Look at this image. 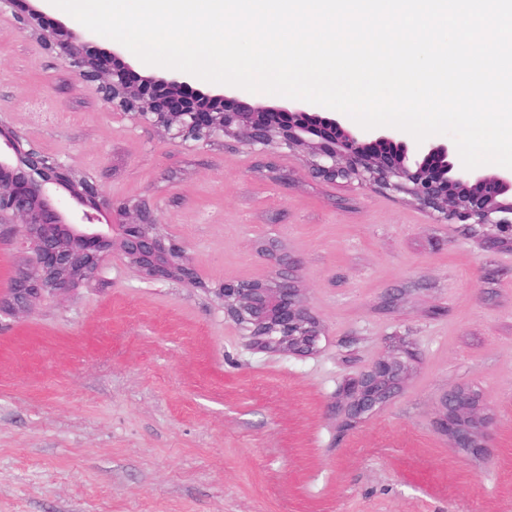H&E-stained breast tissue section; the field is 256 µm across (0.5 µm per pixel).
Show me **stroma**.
<instances>
[{
    "label": "stroma",
    "instance_id": "35a3bbf8",
    "mask_svg": "<svg viewBox=\"0 0 512 512\" xmlns=\"http://www.w3.org/2000/svg\"><path fill=\"white\" fill-rule=\"evenodd\" d=\"M0 124L151 208L202 287L116 256L66 296L0 315V512H512V251L416 206L310 176L302 156L171 140L107 108L0 14ZM299 266L316 354L253 349L213 294ZM31 253L0 224V289ZM404 387L349 430L342 383L399 347ZM478 395L489 453L434 424Z\"/></svg>",
    "mask_w": 512,
    "mask_h": 512
}]
</instances>
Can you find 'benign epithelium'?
Listing matches in <instances>:
<instances>
[{
  "instance_id": "1",
  "label": "benign epithelium",
  "mask_w": 512,
  "mask_h": 512,
  "mask_svg": "<svg viewBox=\"0 0 512 512\" xmlns=\"http://www.w3.org/2000/svg\"><path fill=\"white\" fill-rule=\"evenodd\" d=\"M43 48L64 58L79 78L96 87L104 105L149 125L172 140L215 143L234 136L250 147H274L305 158L311 175L326 181H356L415 205L441 224L477 228L488 246L512 251V170H467L446 141L408 143L389 130L362 132L343 126L335 116L297 110L288 124H274L258 112H212L160 106L120 71H107L83 52L88 33L35 31ZM63 189L81 212L70 210L58 195ZM111 211L110 224L95 223V213ZM0 223L13 224L32 253L10 288L0 291V313L29 314L47 295L72 292L101 270L107 255L118 253L143 278L202 286L186 248L163 231L155 213L112 200L88 176L72 170L38 143L0 124ZM224 318L238 325L256 349L307 357L324 335L296 275L272 262L269 275L226 280L213 289ZM412 354L400 349L377 357L363 374L347 379L332 413L341 426L353 427L386 403L406 383ZM436 427L454 447L473 452L486 447L485 418L472 393L442 396Z\"/></svg>"
}]
</instances>
